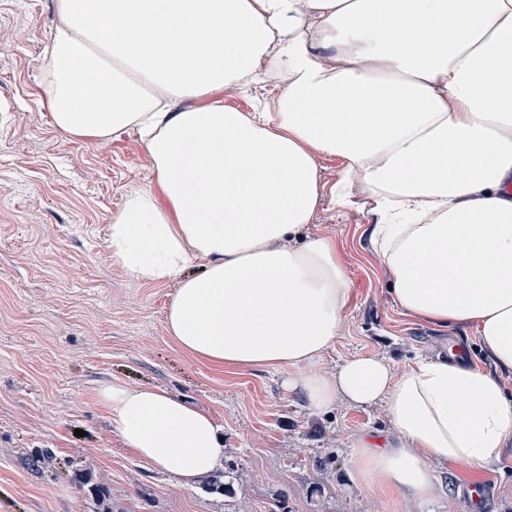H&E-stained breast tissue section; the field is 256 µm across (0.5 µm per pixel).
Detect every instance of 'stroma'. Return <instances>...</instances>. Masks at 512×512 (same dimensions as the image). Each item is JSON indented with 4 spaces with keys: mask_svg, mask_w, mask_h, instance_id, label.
<instances>
[{
    "mask_svg": "<svg viewBox=\"0 0 512 512\" xmlns=\"http://www.w3.org/2000/svg\"><path fill=\"white\" fill-rule=\"evenodd\" d=\"M57 21L54 0H0V512H93L77 483L85 464L108 478L113 512H457L468 481L494 476L472 512H512V441L488 470L438 469L420 502L371 491L350 473L360 441H396L382 407L345 401L308 409L285 371L224 369L183 352L166 329L177 284L130 278L110 257V218L152 177L136 134L76 139L40 102L39 79ZM25 30L21 41L14 31ZM363 196L322 198L311 233L331 238L349 279L340 336L319 363L335 371L358 354L401 371L418 358L457 355L487 373L494 359L473 330L402 310L376 254ZM157 388L209 412L224 433L228 496L184 486L121 443L99 400L112 385ZM38 450L53 469L28 468Z\"/></svg>",
    "mask_w": 512,
    "mask_h": 512,
    "instance_id": "stroma-1",
    "label": "stroma"
}]
</instances>
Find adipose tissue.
Instances as JSON below:
<instances>
[{
	"label": "adipose tissue",
	"instance_id": "adipose-tissue-1",
	"mask_svg": "<svg viewBox=\"0 0 512 512\" xmlns=\"http://www.w3.org/2000/svg\"><path fill=\"white\" fill-rule=\"evenodd\" d=\"M39 86L76 138L136 133L153 179L110 226L114 263L177 283L167 331L228 368H288L316 411L382 404L398 443L360 444L361 485L430 500L437 466L479 469L512 440V396L450 359L319 369L348 276L309 232L323 194L361 188L406 312L466 324L512 373V0H55ZM242 112L210 94L250 85ZM339 158L322 183L318 158ZM200 274H186L192 259ZM100 398L122 444L190 486L224 458L214 418L151 388Z\"/></svg>",
	"mask_w": 512,
	"mask_h": 512
}]
</instances>
